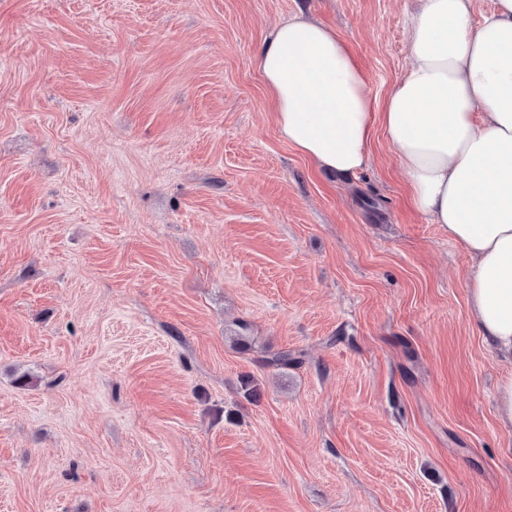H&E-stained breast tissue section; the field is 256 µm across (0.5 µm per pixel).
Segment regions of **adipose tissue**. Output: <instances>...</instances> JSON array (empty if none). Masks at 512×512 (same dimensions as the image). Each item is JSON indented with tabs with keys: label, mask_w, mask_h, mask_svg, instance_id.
Instances as JSON below:
<instances>
[{
	"label": "adipose tissue",
	"mask_w": 512,
	"mask_h": 512,
	"mask_svg": "<svg viewBox=\"0 0 512 512\" xmlns=\"http://www.w3.org/2000/svg\"><path fill=\"white\" fill-rule=\"evenodd\" d=\"M474 0H422L407 24L411 64L376 104L336 31L277 25L257 64L281 136L316 169L354 174L382 129L410 203L474 261L470 317L512 362V0L473 23Z\"/></svg>",
	"instance_id": "1"
}]
</instances>
